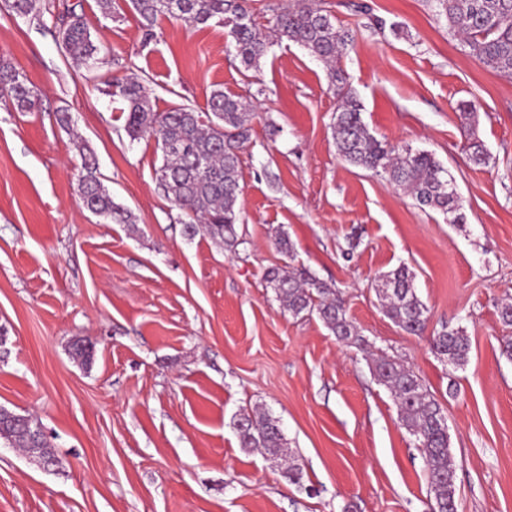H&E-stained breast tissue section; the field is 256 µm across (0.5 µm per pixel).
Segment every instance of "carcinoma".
Returning a JSON list of instances; mask_svg holds the SVG:
<instances>
[{"instance_id": "1", "label": "carcinoma", "mask_w": 512, "mask_h": 512, "mask_svg": "<svg viewBox=\"0 0 512 512\" xmlns=\"http://www.w3.org/2000/svg\"><path fill=\"white\" fill-rule=\"evenodd\" d=\"M250 0H131L145 36L161 17L182 20L193 26L215 22L224 26L229 44L244 69L258 68L270 47L284 40L305 48L323 62L336 95L333 130L340 158L358 168L385 177L414 198L417 205L442 212L449 223L461 224L459 197L448 171L433 154L399 148L375 136L363 118V105L347 83L341 62L354 47L355 31L336 23L325 0H284L273 8V24L260 27ZM448 31L465 43L470 54L484 67L512 75V0H433ZM58 37L67 55L77 63L96 60L100 48L94 44L84 18L73 11L60 19ZM112 95L126 105L124 130L131 141L152 137L160 146L163 163L157 180L165 197L190 217L185 233H199L232 247L237 243L235 224L240 213V150L250 138L253 109L245 98L215 89L208 108L197 112L176 107L154 110L148 89L139 81L113 84ZM0 99L15 112H36L37 92L10 62L0 58ZM467 132L466 149L474 164L486 165L490 155L477 136V113L464 107L458 113ZM79 191L83 206L117 224H131L130 211L116 204L102 183L93 150L79 142ZM281 306L292 315L315 314L341 341L360 336L348 320L336 289L316 280L305 269L272 268L267 271ZM377 295L386 315L405 333L421 334L428 308L417 295L414 273L405 265L378 278ZM73 359L87 366L94 358V345L86 337L70 341ZM432 350L454 368H462L470 350L469 336L462 327L444 329L432 338ZM373 371L390 392L398 419L415 437L424 459L430 494V512H458L455 466L449 451L448 425L438 400L422 379L400 360L387 355L373 359ZM0 417V441L25 448L43 461L54 457L46 437L28 440L15 422ZM240 447L261 448L270 457L287 461L284 477L301 483L302 471L291 462L279 421L261 412L244 413L236 422Z\"/></svg>"}]
</instances>
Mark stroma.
Masks as SVG:
<instances>
[{
  "instance_id": "obj_1",
  "label": "stroma",
  "mask_w": 512,
  "mask_h": 512,
  "mask_svg": "<svg viewBox=\"0 0 512 512\" xmlns=\"http://www.w3.org/2000/svg\"><path fill=\"white\" fill-rule=\"evenodd\" d=\"M353 2L329 0L357 31L341 66L363 118L441 162L463 223L338 156L327 71L297 44H274L247 72L223 26L162 18L148 40L128 0H115L114 20L96 0L0 8V57L41 96L36 112L0 102V406L37 419L59 460L45 470L1 444L0 512H428L421 455L370 369L380 354L411 367L444 409L458 512H512V359L501 351L512 327L498 317L512 298V77L479 64L432 0H367L381 32ZM68 8L87 20L96 64L59 44ZM125 77L161 112L206 110L218 87L252 101L237 246L186 235L156 180L154 139L124 131L109 83ZM465 103L488 165L465 151ZM78 136L133 223L82 207ZM278 228L291 254L274 245ZM402 264L429 310L421 335L397 327L375 291ZM285 266L338 291L365 348L283 309L264 275ZM457 326L471 344L460 369L430 344ZM75 336L94 343L90 366L71 358ZM256 409L279 421L300 484L240 447L235 422Z\"/></svg>"
}]
</instances>
